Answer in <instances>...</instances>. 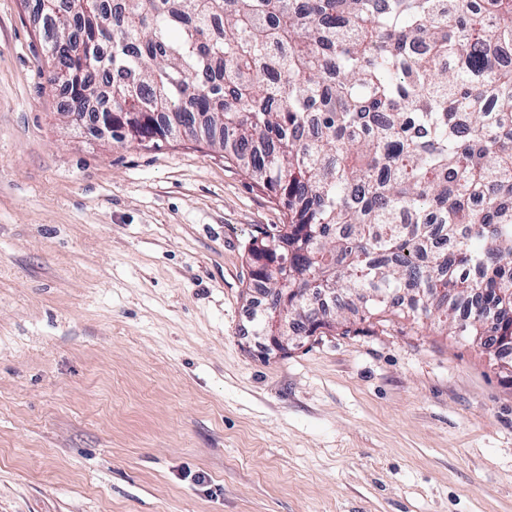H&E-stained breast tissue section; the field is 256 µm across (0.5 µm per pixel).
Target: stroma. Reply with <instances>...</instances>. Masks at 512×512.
Returning <instances> with one entry per match:
<instances>
[{
    "instance_id": "1",
    "label": "stroma",
    "mask_w": 512,
    "mask_h": 512,
    "mask_svg": "<svg viewBox=\"0 0 512 512\" xmlns=\"http://www.w3.org/2000/svg\"><path fill=\"white\" fill-rule=\"evenodd\" d=\"M0 0V512H512V372L433 318L261 349L225 151L72 120Z\"/></svg>"
}]
</instances>
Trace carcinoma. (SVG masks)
<instances>
[{
	"label": "carcinoma",
	"instance_id": "obj_1",
	"mask_svg": "<svg viewBox=\"0 0 512 512\" xmlns=\"http://www.w3.org/2000/svg\"><path fill=\"white\" fill-rule=\"evenodd\" d=\"M49 24V82L82 115L123 116L116 142L184 127L231 146L284 221L250 258L288 317L340 324L310 289L362 293L363 320L403 306L512 352V0H74Z\"/></svg>",
	"mask_w": 512,
	"mask_h": 512
}]
</instances>
